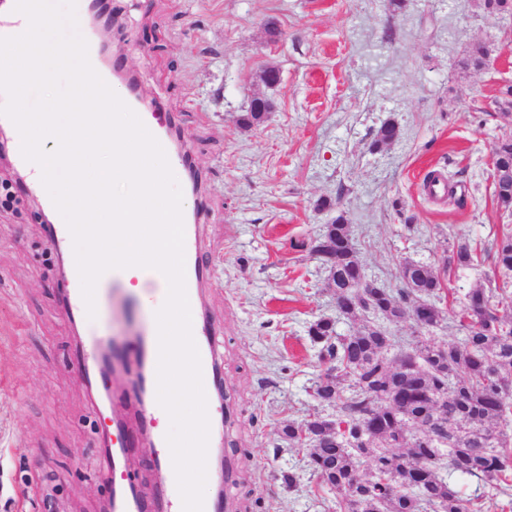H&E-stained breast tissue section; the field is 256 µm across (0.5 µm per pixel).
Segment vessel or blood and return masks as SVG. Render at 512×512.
<instances>
[{"instance_id":"vessel-or-blood-1","label":"vessel or blood","mask_w":512,"mask_h":512,"mask_svg":"<svg viewBox=\"0 0 512 512\" xmlns=\"http://www.w3.org/2000/svg\"><path fill=\"white\" fill-rule=\"evenodd\" d=\"M184 252L186 292L192 316V334L198 347L203 386L207 397L217 396L224 384L218 355L219 332L212 315L203 307L201 294L213 278V269L203 261L202 226L198 216H184ZM128 270L104 274L96 293L98 308L108 309L118 333L107 337L95 329L88 319L81 294L79 276H71L63 285L65 313L68 318L83 322L87 333L74 363L76 372L86 373L95 368L104 347L112 349V364L122 368L126 362L139 364L135 377L136 392L132 404L137 412L126 422L124 433L118 434L104 452L99 476L112 491V512H182L175 474L166 460L169 447L165 439V411L157 403L158 339L155 312L156 298L145 297L129 288ZM213 422L209 433V451L217 458L216 480L204 498L203 512H227L226 489L234 479L235 467L224 452V431L228 414L224 404L212 407ZM138 448L155 465L159 492L153 503H146L132 477H121L117 468L126 451Z\"/></svg>"}]
</instances>
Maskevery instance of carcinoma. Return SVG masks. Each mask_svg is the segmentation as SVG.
Segmentation results:
<instances>
[{"label":"carcinoma","mask_w":512,"mask_h":512,"mask_svg":"<svg viewBox=\"0 0 512 512\" xmlns=\"http://www.w3.org/2000/svg\"><path fill=\"white\" fill-rule=\"evenodd\" d=\"M488 58L486 45L472 44L463 67L482 69ZM266 119L252 103L237 123L252 128ZM399 134L396 123L386 122L375 146ZM492 154L494 198L512 211V131L498 138ZM311 252L338 315L357 327L342 335L330 317L309 324L318 347L313 397L336 416L290 420L279 433L304 451L311 475L336 494V512H477L483 499L509 494L512 230L494 237L485 256L467 243L453 249L448 264L467 268L485 258L491 274L447 311L440 307L442 282L428 263L399 262L395 290L369 278L341 215L323 225ZM406 317L424 327L404 345L388 325ZM447 319L462 333L459 340L441 345L425 335ZM454 474L476 479L474 496L454 489Z\"/></svg>","instance_id":"obj_1"}]
</instances>
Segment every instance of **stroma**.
Listing matches in <instances>:
<instances>
[{"label": "stroma", "instance_id": "1", "mask_svg": "<svg viewBox=\"0 0 512 512\" xmlns=\"http://www.w3.org/2000/svg\"><path fill=\"white\" fill-rule=\"evenodd\" d=\"M482 2L112 0L117 62L174 118L198 174L176 179L203 211L214 266L202 300L224 342L234 512H333L334 494L277 433L319 410L307 327L336 314L310 252L322 225L344 215L378 282L398 286L401 259L431 263L447 306L488 271L449 268L453 246L489 249L512 225L491 160L504 131L495 101L512 85V13ZM478 42L487 65L462 72ZM267 67L275 86L260 79ZM257 94L274 110L242 129ZM388 121L400 138L375 148ZM433 171L458 182L455 198L426 194ZM43 211L28 196L22 215L0 212V512H102L103 425L72 367L75 324L55 285L75 257L50 250ZM289 470L296 486L281 478Z\"/></svg>", "mask_w": 512, "mask_h": 512}]
</instances>
